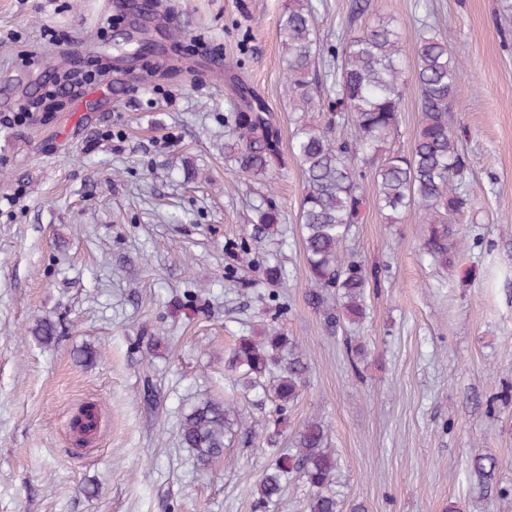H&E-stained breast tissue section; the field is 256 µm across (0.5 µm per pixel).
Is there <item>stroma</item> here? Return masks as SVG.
<instances>
[{
    "instance_id": "stroma-1",
    "label": "stroma",
    "mask_w": 512,
    "mask_h": 512,
    "mask_svg": "<svg viewBox=\"0 0 512 512\" xmlns=\"http://www.w3.org/2000/svg\"><path fill=\"white\" fill-rule=\"evenodd\" d=\"M116 0H0V118L75 63L111 59ZM175 10L186 54L171 60L165 22L150 39L148 80L107 71L35 121L0 125V512H307L313 490L290 474L259 509L252 494L275 456L264 434L237 431L223 459L196 468L179 438L203 398L229 400L291 447L321 420L336 454L340 512H512V10L505 0H313L325 52L390 19L405 49L436 26L461 61L448 114L469 164L470 202L448 264L424 252L425 225L387 223L366 206L346 241L378 281L367 315L329 332L306 301L298 217L303 182L291 152L299 124L354 138L350 113L292 112L279 19L286 0H151ZM232 62L216 79L214 61ZM400 136L419 128L413 56L403 60ZM265 99L283 161L264 178L224 159V116L238 82ZM270 194L278 235L253 239ZM285 272L265 280L253 257ZM245 280L224 285L225 271ZM54 323L43 344L32 329ZM276 329L308 365L285 415L261 391L232 387L240 336ZM97 402L101 429L72 444L67 422ZM496 462L492 479L474 459Z\"/></svg>"
}]
</instances>
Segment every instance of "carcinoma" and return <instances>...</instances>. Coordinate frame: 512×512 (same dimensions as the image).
<instances>
[{
  "instance_id": "carcinoma-1",
  "label": "carcinoma",
  "mask_w": 512,
  "mask_h": 512,
  "mask_svg": "<svg viewBox=\"0 0 512 512\" xmlns=\"http://www.w3.org/2000/svg\"><path fill=\"white\" fill-rule=\"evenodd\" d=\"M315 13L311 0H290L279 22L288 99L296 112L324 106L314 91L318 75H310L318 47ZM413 53L420 124L408 152L388 147L400 131L404 49L392 21L383 18L330 52L336 59L331 86L336 97L329 98V106L352 114L356 138L336 145L328 128L303 124L292 142L303 176L300 234L310 280L308 302L331 331L364 318L366 290L376 276L345 250L351 227L360 223L366 206L363 179L372 183L373 204L388 223H397L412 207L418 223L430 225L424 250L439 262L448 261L452 218L469 203L466 157L448 122L461 63L428 26ZM239 95L244 105L224 117V159L253 176H264L282 161L280 130L249 87L240 86ZM256 212L253 234H276L281 221L278 207L269 203ZM33 334L43 343L57 339L50 321H37ZM228 368L237 372L235 383L261 387L278 413L297 401L306 384L305 363L295 344L275 330L261 340L239 337ZM236 414L228 401L214 398L200 400L185 414L180 438L197 467L208 469L224 457L234 425L241 424ZM335 470L327 429L311 419L298 432L295 451L277 454L263 475L256 503L278 498L288 474L294 472L319 489L309 500L308 512H339L336 497L322 492Z\"/></svg>"
}]
</instances>
